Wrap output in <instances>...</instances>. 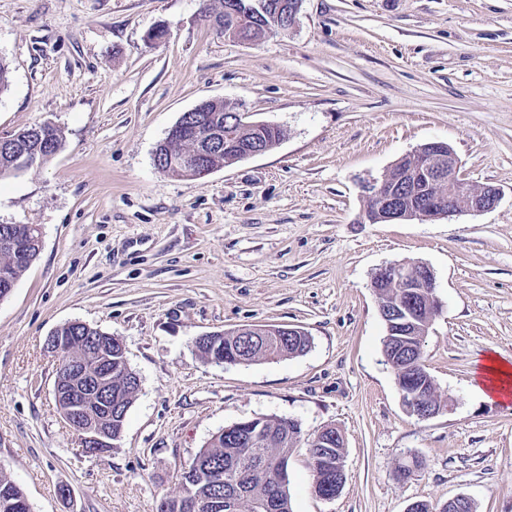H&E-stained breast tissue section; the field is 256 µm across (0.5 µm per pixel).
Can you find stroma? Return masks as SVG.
<instances>
[{
	"label": "stroma",
	"mask_w": 512,
	"mask_h": 512,
	"mask_svg": "<svg viewBox=\"0 0 512 512\" xmlns=\"http://www.w3.org/2000/svg\"><path fill=\"white\" fill-rule=\"evenodd\" d=\"M209 0H0V137L50 122L46 163L0 178V224L41 228L0 301V464L32 512H156L212 436L297 420L293 512H408L463 494L512 512V402L482 398L483 355L512 362V0H303L292 29L240 43ZM280 127L272 150L197 178L155 149L203 100ZM443 142L489 211L372 224L363 185ZM433 270L423 361L443 408H404L372 281ZM121 337L140 391L116 446L87 455L61 417L46 337L71 321ZM298 326L300 356L216 365L202 334ZM345 439L346 482L314 491L308 443Z\"/></svg>",
	"instance_id": "1"
}]
</instances>
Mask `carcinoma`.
<instances>
[{"instance_id": "obj_1", "label": "carcinoma", "mask_w": 512, "mask_h": 512, "mask_svg": "<svg viewBox=\"0 0 512 512\" xmlns=\"http://www.w3.org/2000/svg\"><path fill=\"white\" fill-rule=\"evenodd\" d=\"M230 107L222 100H214L208 111L197 112L183 123V134L169 140L163 146V154H181L190 151L196 142L195 130L224 127V112ZM40 130L45 141L41 162L56 154L62 145V131L49 123L33 124L0 141V176L20 171V160L26 142ZM239 148L226 149L212 154L208 163L222 168L243 160L240 147L256 141L270 150L281 140L282 131L273 125L261 129L233 127ZM427 157L408 158L387 177L389 185L403 187L401 176L413 171ZM36 230L28 224H0V238L17 243L18 249L0 248V299L4 289L17 281L39 256L41 247L36 243ZM297 355V347L282 343L271 331L259 329L244 331L238 336L224 337V362L249 364L260 360H272ZM288 419L259 417L251 420L252 428L221 434L211 439L208 446L194 458L193 465L181 474L180 490L160 502L159 512H177L182 496L190 492L203 503H215L226 496H236L234 512H292L288 494V464L298 442L299 435L286 431ZM310 463L317 490L325 492L336 485V473L325 468L323 457L343 458L340 448L308 447ZM27 501L23 490L0 467V512H25L22 505Z\"/></svg>"}]
</instances>
